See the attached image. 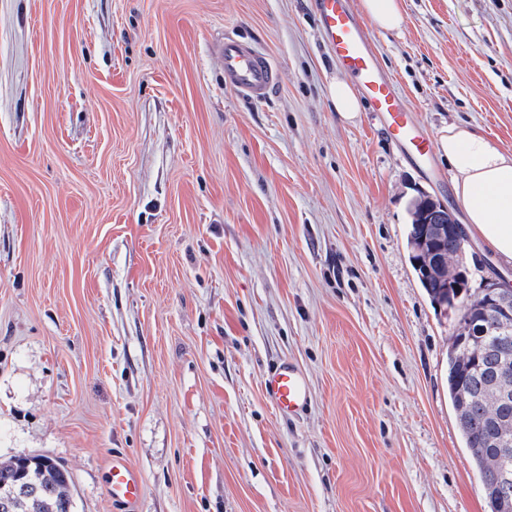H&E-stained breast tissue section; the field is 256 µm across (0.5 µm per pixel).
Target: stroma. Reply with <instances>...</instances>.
I'll use <instances>...</instances> for the list:
<instances>
[{"instance_id":"obj_1","label":"stroma","mask_w":512,"mask_h":512,"mask_svg":"<svg viewBox=\"0 0 512 512\" xmlns=\"http://www.w3.org/2000/svg\"><path fill=\"white\" fill-rule=\"evenodd\" d=\"M403 9L365 28L417 119L512 152V0ZM227 34L278 66L266 101L225 88ZM339 75L309 0H0V461L63 464L75 512H125L116 452L142 512H490L406 243L419 195L462 223L448 164L342 122ZM458 269L512 287L474 237ZM263 392L275 412L288 416L307 404L309 391L306 381L295 367L283 364L262 378ZM144 476L124 458H112L109 495L112 501L125 505L126 512H140L143 498Z\"/></svg>"}]
</instances>
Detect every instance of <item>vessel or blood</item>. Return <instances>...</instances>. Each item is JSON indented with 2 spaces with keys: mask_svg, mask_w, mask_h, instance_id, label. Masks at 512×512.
Listing matches in <instances>:
<instances>
[{
  "mask_svg": "<svg viewBox=\"0 0 512 512\" xmlns=\"http://www.w3.org/2000/svg\"><path fill=\"white\" fill-rule=\"evenodd\" d=\"M321 33L341 70L358 83L372 111L377 112L394 141L413 159L430 164L433 140L415 121L394 82L380 68L370 47L363 21L352 0H314ZM224 65V84L239 96L266 99L278 80L276 64L255 45L237 37L225 38L219 45ZM263 392L275 412L288 416L307 404L306 381L295 367L282 365L262 378ZM144 476L124 458L112 459L109 495L127 512H140Z\"/></svg>",
  "mask_w": 512,
  "mask_h": 512,
  "instance_id": "obj_1",
  "label": "vessel or blood"
}]
</instances>
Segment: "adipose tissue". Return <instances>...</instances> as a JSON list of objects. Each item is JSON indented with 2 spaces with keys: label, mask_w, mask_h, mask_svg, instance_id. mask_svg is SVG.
Wrapping results in <instances>:
<instances>
[{
  "label": "adipose tissue",
  "mask_w": 512,
  "mask_h": 512,
  "mask_svg": "<svg viewBox=\"0 0 512 512\" xmlns=\"http://www.w3.org/2000/svg\"><path fill=\"white\" fill-rule=\"evenodd\" d=\"M455 200L469 233L504 265L512 264V153L469 124H451L438 139Z\"/></svg>",
  "instance_id": "adipose-tissue-1"
}]
</instances>
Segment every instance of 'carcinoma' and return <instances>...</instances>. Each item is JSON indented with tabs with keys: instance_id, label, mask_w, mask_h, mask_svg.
Instances as JSON below:
<instances>
[{
	"instance_id": "obj_1",
	"label": "carcinoma",
	"mask_w": 512,
	"mask_h": 512,
	"mask_svg": "<svg viewBox=\"0 0 512 512\" xmlns=\"http://www.w3.org/2000/svg\"><path fill=\"white\" fill-rule=\"evenodd\" d=\"M410 212V242L425 232L427 224L448 223V211L424 194L411 201ZM463 242L459 233L440 242L450 275ZM412 261L429 296L435 299L447 291L441 273L425 272V258L414 252ZM506 348L512 351V331L478 334L461 325L448 350V396L491 505L503 493L512 498V460L503 467L495 454L501 429L512 426V402L499 404L487 396ZM72 486V474L48 456L0 462V512H74Z\"/></svg>"
}]
</instances>
